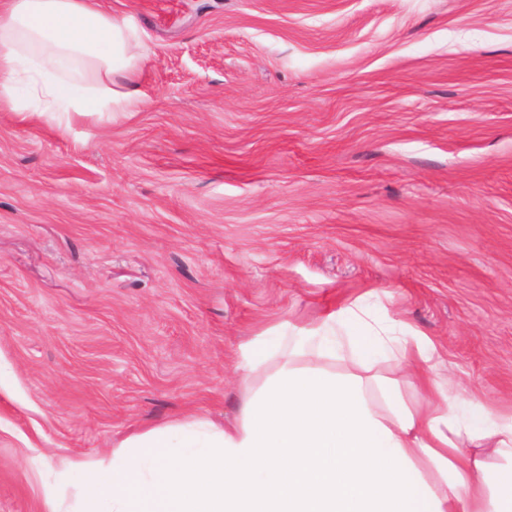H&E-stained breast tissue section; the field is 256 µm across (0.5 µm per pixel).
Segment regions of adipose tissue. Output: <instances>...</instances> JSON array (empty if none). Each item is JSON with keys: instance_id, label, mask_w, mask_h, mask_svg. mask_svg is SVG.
Masks as SVG:
<instances>
[{"instance_id": "adipose-tissue-1", "label": "adipose tissue", "mask_w": 512, "mask_h": 512, "mask_svg": "<svg viewBox=\"0 0 512 512\" xmlns=\"http://www.w3.org/2000/svg\"><path fill=\"white\" fill-rule=\"evenodd\" d=\"M146 47L99 0H0V109L111 112L138 97ZM94 66L96 85L61 77ZM358 371L329 369L341 351ZM414 369L412 407L380 360ZM431 341L373 326L361 304L299 329L237 424L181 419L136 433L91 464L64 461L76 512H512V413L470 399L457 413Z\"/></svg>"}]
</instances>
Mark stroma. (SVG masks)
Instances as JSON below:
<instances>
[{"instance_id":"1","label":"stroma","mask_w":512,"mask_h":512,"mask_svg":"<svg viewBox=\"0 0 512 512\" xmlns=\"http://www.w3.org/2000/svg\"><path fill=\"white\" fill-rule=\"evenodd\" d=\"M104 2L139 104L0 111V512L364 300L512 412V0ZM279 351V347L270 346L265 336H257L248 342L241 351L238 365L244 380L263 370Z\"/></svg>"}]
</instances>
